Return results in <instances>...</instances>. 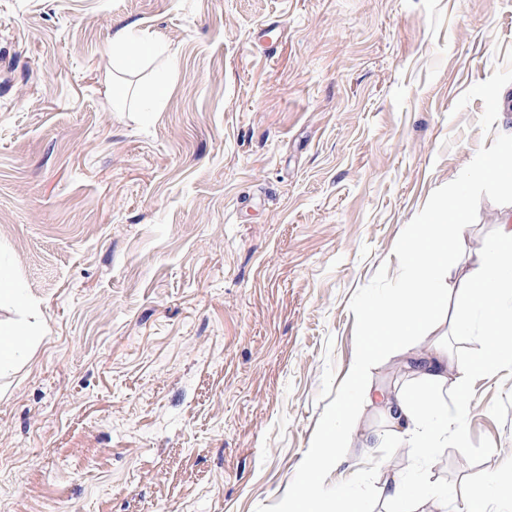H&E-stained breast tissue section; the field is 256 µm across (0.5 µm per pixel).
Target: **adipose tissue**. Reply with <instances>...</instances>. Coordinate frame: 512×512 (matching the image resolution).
<instances>
[{
    "instance_id": "1",
    "label": "adipose tissue",
    "mask_w": 512,
    "mask_h": 512,
    "mask_svg": "<svg viewBox=\"0 0 512 512\" xmlns=\"http://www.w3.org/2000/svg\"><path fill=\"white\" fill-rule=\"evenodd\" d=\"M467 212L466 191L461 188L440 217L415 225L400 243L407 275L390 299L360 313L364 341L348 380L360 399L338 403L323 447L348 448L357 442L374 448L387 440L431 458L442 440L463 427L469 411L464 389L475 369L512 365V215L505 216L494 235L471 255V267L456 286L440 278L456 261ZM451 295L456 298L457 335H470L477 328L488 340V353L480 364L457 359L442 337L432 333ZM383 358L397 360L415 381V389L369 386L368 372ZM367 408L383 415L384 432L356 434L359 415ZM379 482L389 512H444L443 501L414 494L404 473L381 471Z\"/></svg>"
}]
</instances>
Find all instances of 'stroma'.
Segmentation results:
<instances>
[{"label":"stroma","instance_id":"obj_1","mask_svg":"<svg viewBox=\"0 0 512 512\" xmlns=\"http://www.w3.org/2000/svg\"><path fill=\"white\" fill-rule=\"evenodd\" d=\"M175 67L112 104L118 32ZM512 0H0V270L44 334L0 373V512H256L355 353L349 302L496 135ZM512 213L482 199L460 255ZM384 468L512 483V367Z\"/></svg>","mask_w":512,"mask_h":512}]
</instances>
